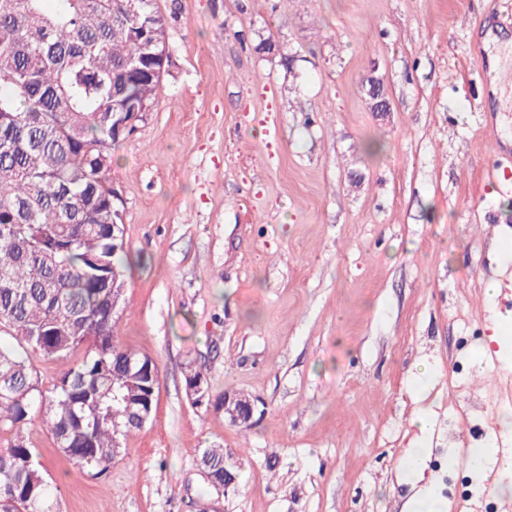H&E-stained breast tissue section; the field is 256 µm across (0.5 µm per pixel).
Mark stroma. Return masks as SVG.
Returning <instances> with one entry per match:
<instances>
[{
	"mask_svg": "<svg viewBox=\"0 0 512 512\" xmlns=\"http://www.w3.org/2000/svg\"><path fill=\"white\" fill-rule=\"evenodd\" d=\"M159 6L169 71L110 171L136 260L118 340L158 363L155 410L100 478L27 428L59 512H403L423 443L449 512H491L497 474L452 492L442 461L468 477L473 441H512L501 363L472 353L493 324L512 338V112L476 63L512 0ZM191 363L253 398L250 429L191 404ZM212 445L234 491L198 466ZM362 90L369 99L372 112H390V99L380 79L370 77Z\"/></svg>",
	"mask_w": 512,
	"mask_h": 512,
	"instance_id": "1",
	"label": "stroma"
}]
</instances>
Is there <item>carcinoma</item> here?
<instances>
[{"instance_id": "cac0c4a2", "label": "carcinoma", "mask_w": 512, "mask_h": 512, "mask_svg": "<svg viewBox=\"0 0 512 512\" xmlns=\"http://www.w3.org/2000/svg\"><path fill=\"white\" fill-rule=\"evenodd\" d=\"M0 0V512H58L25 428L38 421L70 463L106 473L117 442L152 417L156 362L123 347L112 277L130 266L112 240V157L131 130L114 112H142L162 82L169 18L157 0ZM65 365L46 382L33 364ZM195 407L224 406L188 365ZM224 487V448L200 449Z\"/></svg>"}]
</instances>
